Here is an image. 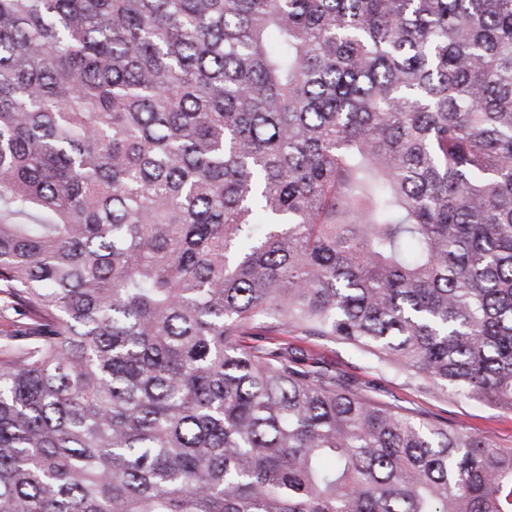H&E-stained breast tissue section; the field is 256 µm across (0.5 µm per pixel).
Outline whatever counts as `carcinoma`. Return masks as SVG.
Segmentation results:
<instances>
[{
    "mask_svg": "<svg viewBox=\"0 0 512 512\" xmlns=\"http://www.w3.org/2000/svg\"><path fill=\"white\" fill-rule=\"evenodd\" d=\"M0 512H512V0H0ZM4 294L0 301V336L12 335L18 325L27 322L23 309L12 302H4ZM288 339L292 346L310 357L345 374L362 393L377 400H395L400 406L421 412L460 431H470L487 438L498 448H512V412L478 402L460 401L450 396L436 397L392 370H381L369 356L356 349L318 339L276 336Z\"/></svg>",
    "mask_w": 512,
    "mask_h": 512,
    "instance_id": "1",
    "label": "carcinoma"
}]
</instances>
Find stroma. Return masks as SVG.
I'll use <instances>...</instances> for the list:
<instances>
[{
  "mask_svg": "<svg viewBox=\"0 0 512 512\" xmlns=\"http://www.w3.org/2000/svg\"><path fill=\"white\" fill-rule=\"evenodd\" d=\"M289 344L345 374L362 393L377 400H394L403 408L421 412L460 431L487 438L499 448H512V412L478 402L434 396L404 375L379 369L369 356L356 349L318 339L289 337Z\"/></svg>",
  "mask_w": 512,
  "mask_h": 512,
  "instance_id": "obj_1",
  "label": "stroma"
}]
</instances>
